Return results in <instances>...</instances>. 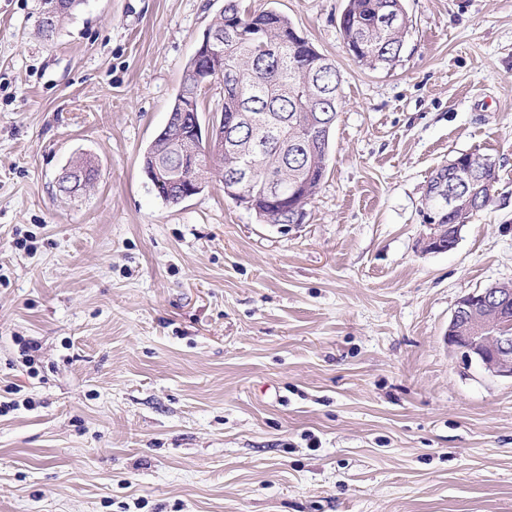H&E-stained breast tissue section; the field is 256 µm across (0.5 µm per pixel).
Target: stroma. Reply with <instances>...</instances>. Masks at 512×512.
Returning a JSON list of instances; mask_svg holds the SVG:
<instances>
[{
    "label": "stroma",
    "instance_id": "35a3bbf8",
    "mask_svg": "<svg viewBox=\"0 0 512 512\" xmlns=\"http://www.w3.org/2000/svg\"><path fill=\"white\" fill-rule=\"evenodd\" d=\"M245 4L344 77L300 224L143 170L224 0H85L50 40L0 0V512H512V381L444 339L512 281V0H406L388 72L353 62L345 0ZM465 152L498 193L425 251ZM81 155L99 178L64 195Z\"/></svg>",
    "mask_w": 512,
    "mask_h": 512
}]
</instances>
